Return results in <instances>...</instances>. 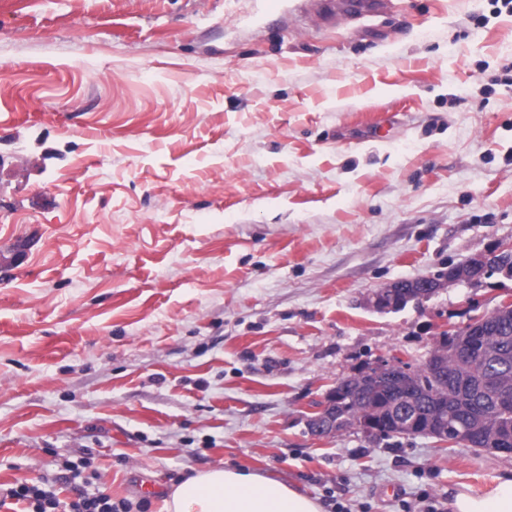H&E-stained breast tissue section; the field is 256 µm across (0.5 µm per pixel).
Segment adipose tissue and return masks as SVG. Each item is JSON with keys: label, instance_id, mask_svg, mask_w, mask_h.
Instances as JSON below:
<instances>
[{"label": "adipose tissue", "instance_id": "ef3b65f1", "mask_svg": "<svg viewBox=\"0 0 512 512\" xmlns=\"http://www.w3.org/2000/svg\"><path fill=\"white\" fill-rule=\"evenodd\" d=\"M451 512H512V476L498 478L484 495L459 490ZM164 512H322L321 504L296 486L238 467L193 473L172 487Z\"/></svg>", "mask_w": 512, "mask_h": 512}]
</instances>
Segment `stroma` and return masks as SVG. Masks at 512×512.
<instances>
[{
  "mask_svg": "<svg viewBox=\"0 0 512 512\" xmlns=\"http://www.w3.org/2000/svg\"><path fill=\"white\" fill-rule=\"evenodd\" d=\"M0 0V486L163 512L199 470L324 512H449L512 455L308 421L422 369L512 278L373 293L512 242V12L390 0Z\"/></svg>",
  "mask_w": 512,
  "mask_h": 512,
  "instance_id": "stroma-1",
  "label": "stroma"
}]
</instances>
